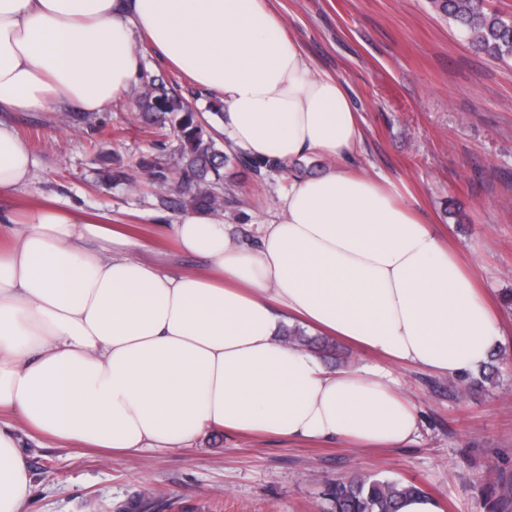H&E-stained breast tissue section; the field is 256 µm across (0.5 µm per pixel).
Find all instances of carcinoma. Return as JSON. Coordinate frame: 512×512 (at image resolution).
Wrapping results in <instances>:
<instances>
[{"label": "carcinoma", "instance_id": "1", "mask_svg": "<svg viewBox=\"0 0 512 512\" xmlns=\"http://www.w3.org/2000/svg\"><path fill=\"white\" fill-rule=\"evenodd\" d=\"M439 14L456 22L472 46L501 61L512 60V17L486 7L485 0H431ZM144 132L176 140L174 156L146 162L151 179L165 185L177 175L183 205L224 207V146L213 125L194 111L164 78L148 72L139 81ZM419 486L399 479L350 475L326 486L331 512H398L402 499L423 495Z\"/></svg>", "mask_w": 512, "mask_h": 512}]
</instances>
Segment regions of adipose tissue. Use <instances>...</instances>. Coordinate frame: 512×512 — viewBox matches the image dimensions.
<instances>
[{
    "label": "adipose tissue",
    "instance_id": "1",
    "mask_svg": "<svg viewBox=\"0 0 512 512\" xmlns=\"http://www.w3.org/2000/svg\"><path fill=\"white\" fill-rule=\"evenodd\" d=\"M140 35L223 104L236 150L335 165L294 180L253 245L223 209H183L169 231L205 260L201 273L132 254L77 206H0V512H24L26 438L116 459L215 429L403 447L419 414L388 363L457 377L500 342L472 267L387 178L352 168L358 110L271 0H0V112H103L138 81ZM34 178L28 147L0 121V199ZM295 324L375 361L328 370L282 340Z\"/></svg>",
    "mask_w": 512,
    "mask_h": 512
}]
</instances>
